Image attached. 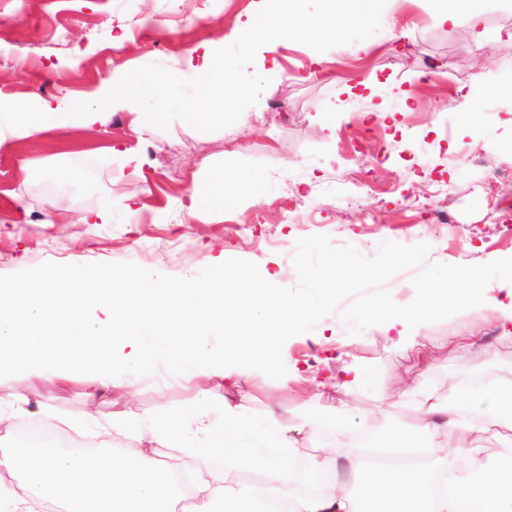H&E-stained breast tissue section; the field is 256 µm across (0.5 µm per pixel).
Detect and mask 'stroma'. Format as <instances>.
Masks as SVG:
<instances>
[{
    "instance_id": "stroma-1",
    "label": "stroma",
    "mask_w": 512,
    "mask_h": 512,
    "mask_svg": "<svg viewBox=\"0 0 512 512\" xmlns=\"http://www.w3.org/2000/svg\"><path fill=\"white\" fill-rule=\"evenodd\" d=\"M252 0H0V98L57 106L68 100L97 107L108 78L135 94L142 112L165 113L143 133L133 115H107L97 136L68 125L0 146V281L61 283L82 278L108 289L105 272L180 286L208 281L214 263L226 273L275 274L294 287L296 242L329 236L376 255L381 243H428L427 260L454 266L512 257V235L498 222L512 185L491 190L490 171L512 164V95L490 82L512 71V0H478L472 24L439 25L430 0H336L313 35L288 39L278 52V76L248 62L231 35ZM127 33L124 48L112 38ZM223 45L238 84L218 120L188 121L199 111L197 89H171L167 76L185 50ZM388 120H381V113ZM496 144L490 170L465 165L463 154ZM141 160L133 168L130 155ZM223 168L230 189L261 190L254 204L191 218L185 206L202 160ZM109 223H80L103 201ZM448 209L452 225L429 224L424 205ZM424 346L395 344L377 325L349 334L338 314L283 346L300 382L249 372L247 385L211 387L214 405L230 402L252 419L286 415L302 455L282 470L297 495L315 490V448L330 428L312 422L330 415L344 366L363 382L348 395L345 436L374 431L376 443L411 435L417 415L400 387L423 388L442 405L464 397L457 378L474 366L512 389V324L490 309H467L414 330ZM457 347L450 358L429 343ZM83 378L47 386L26 365L0 376V409L22 408L15 430L54 416L66 420L59 447L87 446L99 432L87 417L106 421L117 411L172 413L194 403L192 385L124 375L117 387L88 401Z\"/></svg>"
}]
</instances>
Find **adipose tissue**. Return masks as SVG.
<instances>
[{
  "instance_id": "adipose-tissue-1",
  "label": "adipose tissue",
  "mask_w": 512,
  "mask_h": 512,
  "mask_svg": "<svg viewBox=\"0 0 512 512\" xmlns=\"http://www.w3.org/2000/svg\"><path fill=\"white\" fill-rule=\"evenodd\" d=\"M298 28L295 14L284 8L282 0H254L243 33L259 45L260 63L269 64L284 36ZM169 81L176 88L196 86L204 105L215 110L238 91L217 49L208 44L187 49ZM104 120V113L82 106L59 112L19 101L0 104V146L12 139L50 134L70 122L91 131ZM202 171L204 177L196 181L188 208L191 217L227 201L234 205L256 201V194L249 192L226 195L222 170L206 164ZM245 293L265 311L267 324L295 321L305 314L301 306L271 296L266 284L249 280L220 288L201 281L165 288L156 281L123 279L106 292L74 281L55 285L36 298L28 297L23 285L0 284V375L12 372L24 358L49 385L72 381V354L43 343L41 334L48 329L76 337L83 348L107 349V356L86 379L93 397L113 386L116 376L128 369L145 378L162 365L199 387L204 381L225 380L223 364L201 357L196 345L202 337L223 335L225 319L244 316L240 302ZM160 294L169 297L166 308L182 327L178 335L161 332L142 315ZM89 303L102 311V319L89 321L85 312ZM197 398L196 404L177 413L149 418L138 436L143 446L134 456L112 454L96 468L80 451L1 447L0 486L8 488L10 512H33L34 504L42 500L66 503L68 512H172L175 477L169 463L156 459L158 445L197 457L218 456L226 463L224 473L196 474L190 512H231L244 501L250 504L249 512H272L281 489L270 484L255 490L241 481L239 473L272 474L286 466L298 451L287 420L272 412L255 421L231 404L212 406L201 387ZM486 399L477 414L446 418L438 404L422 396L415 439H392L395 446L403 448L412 441L433 453L454 437L469 438L468 446L456 447L453 453L451 493H432L436 475L432 463L413 470L371 469L360 452L332 443L321 450L329 475L320 492L296 499L292 512H358L362 496L378 505L380 512H512V457H483L477 447L489 424L512 406V395L495 390Z\"/></svg>"
}]
</instances>
